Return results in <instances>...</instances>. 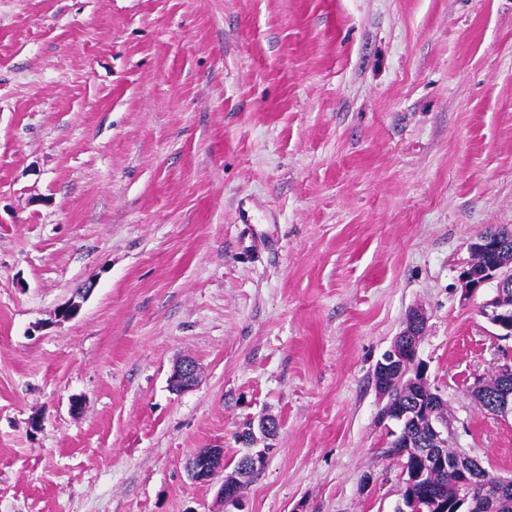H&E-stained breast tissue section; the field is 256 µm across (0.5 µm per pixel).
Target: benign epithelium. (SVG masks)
I'll use <instances>...</instances> for the list:
<instances>
[{
    "mask_svg": "<svg viewBox=\"0 0 512 512\" xmlns=\"http://www.w3.org/2000/svg\"><path fill=\"white\" fill-rule=\"evenodd\" d=\"M512 240V232L496 231L481 234L470 242V248L484 249L488 252H499L503 260L488 271L485 279L478 280L471 275L470 269L463 268L460 273L462 300L466 301L476 292L488 285L495 284V295L484 302L479 313L497 330V337H512V250H508V242ZM427 328V316L421 309L412 310L406 317L403 329L393 340L379 359L375 367L376 387L379 395L387 402L382 406L383 421L390 420L396 414L404 423L413 425L426 432L425 443L434 448L448 445V425L442 424L434 416L431 407L415 399L409 407H398L388 400L389 382L396 376L402 377L405 383L418 394L429 387L426 377V366L418 363V348ZM197 366L194 361L186 359L180 362L170 377L171 387L176 392L184 391L194 385ZM498 375L502 380V390L492 403L497 414H512V391L508 390L512 382V364L500 367ZM477 459L463 454L458 466L466 467L470 479L464 481L463 498L472 499L477 494L505 495L512 490V477L496 476L492 479L484 476L477 467ZM224 475L219 495L224 504V512H243L244 496L238 490L239 480L243 476L233 471L224 473V452L219 448H211L195 453L190 459L188 475L195 482H209L216 475Z\"/></svg>",
    "mask_w": 512,
    "mask_h": 512,
    "instance_id": "benign-epithelium-1",
    "label": "benign epithelium"
}]
</instances>
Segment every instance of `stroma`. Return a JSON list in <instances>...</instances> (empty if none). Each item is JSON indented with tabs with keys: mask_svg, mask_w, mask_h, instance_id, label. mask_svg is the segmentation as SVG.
I'll return each mask as SVG.
<instances>
[{
	"mask_svg": "<svg viewBox=\"0 0 512 512\" xmlns=\"http://www.w3.org/2000/svg\"><path fill=\"white\" fill-rule=\"evenodd\" d=\"M489 228L512 0H0V512H219L189 458L264 417L246 512H394L374 367L415 308L454 447L512 475L470 394L512 338L460 299ZM197 366L190 359L180 362L170 377L171 387L176 392L184 391L194 385L196 379Z\"/></svg>",
	"mask_w": 512,
	"mask_h": 512,
	"instance_id": "obj_1",
	"label": "stroma"
}]
</instances>
